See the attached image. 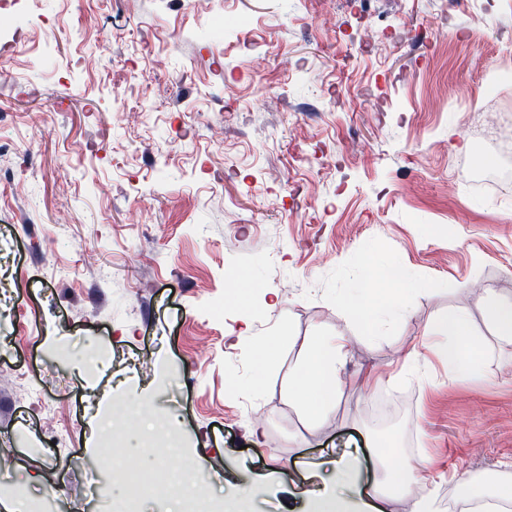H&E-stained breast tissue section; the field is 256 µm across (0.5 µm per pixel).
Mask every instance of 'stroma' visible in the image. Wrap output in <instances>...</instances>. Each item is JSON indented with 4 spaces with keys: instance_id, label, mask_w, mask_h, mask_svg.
Listing matches in <instances>:
<instances>
[{
    "instance_id": "obj_1",
    "label": "stroma",
    "mask_w": 512,
    "mask_h": 512,
    "mask_svg": "<svg viewBox=\"0 0 512 512\" xmlns=\"http://www.w3.org/2000/svg\"><path fill=\"white\" fill-rule=\"evenodd\" d=\"M15 8L34 20L0 28V512L48 491L50 512H114L166 457L212 499L254 488L251 512H299L307 468L335 491L341 458L372 480L390 448L512 479V344L475 294L512 297V184L488 183L512 165V83L488 84L512 0ZM370 275L415 289L374 333L340 301ZM451 306L485 380L436 362L364 386ZM339 331L346 386L314 425L288 388Z\"/></svg>"
}]
</instances>
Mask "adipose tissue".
<instances>
[{"label":"adipose tissue","instance_id":"ef3b65f1","mask_svg":"<svg viewBox=\"0 0 512 512\" xmlns=\"http://www.w3.org/2000/svg\"><path fill=\"white\" fill-rule=\"evenodd\" d=\"M407 278H400L376 287L366 281L343 298L342 303L350 315L377 329L385 318H405L412 302V290ZM478 302L484 310L486 323L494 335L512 343V298L501 295L496 289L482 288ZM432 351L449 373L458 379H484V349L472 330L467 309L452 306L435 320L430 335L422 337L418 347L409 350L403 359L401 374L419 371L425 351ZM348 353V338L337 333L320 336L303 347V357L295 368L296 384L290 396L299 404L311 421H318L340 398L344 380L341 369ZM356 459L340 464L336 485L335 506L330 512H373L368 501L376 493L391 500L414 482L420 473H427L431 491H438L445 480L444 473L433 469L429 461H414L402 456L383 464L381 478L374 490L363 489L357 480Z\"/></svg>","mask_w":512,"mask_h":512}]
</instances>
